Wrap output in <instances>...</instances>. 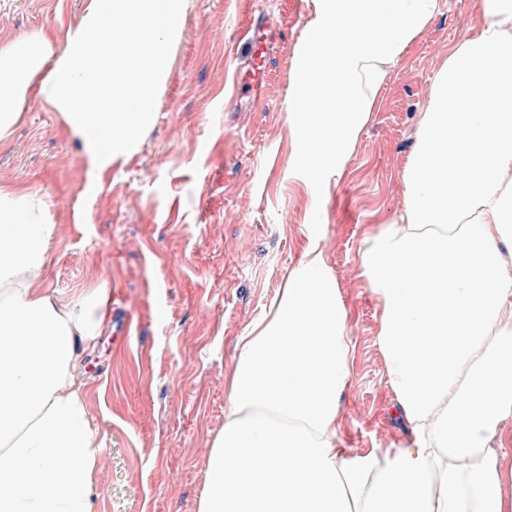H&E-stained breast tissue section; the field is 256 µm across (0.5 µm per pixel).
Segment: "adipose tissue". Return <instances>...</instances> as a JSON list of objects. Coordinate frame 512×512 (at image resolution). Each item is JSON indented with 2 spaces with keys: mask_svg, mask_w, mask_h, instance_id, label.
I'll use <instances>...</instances> for the list:
<instances>
[{
  "mask_svg": "<svg viewBox=\"0 0 512 512\" xmlns=\"http://www.w3.org/2000/svg\"><path fill=\"white\" fill-rule=\"evenodd\" d=\"M189 0H87L54 28L0 44V140L29 94L98 170L152 123ZM288 83L290 180L329 199L390 70L439 0H312ZM451 46L402 169L404 207L365 239L377 342L409 436L342 448L354 342L318 241L237 336L224 428L198 512H512V0H480ZM58 226L24 185L0 187V512H93L102 445L74 376L104 291L35 287Z\"/></svg>",
  "mask_w": 512,
  "mask_h": 512,
  "instance_id": "ef3b65f1",
  "label": "adipose tissue"
}]
</instances>
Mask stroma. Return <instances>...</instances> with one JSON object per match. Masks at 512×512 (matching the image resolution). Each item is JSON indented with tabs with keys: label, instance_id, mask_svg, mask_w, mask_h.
Here are the masks:
<instances>
[{
	"label": "stroma",
	"instance_id": "35a3bbf8",
	"mask_svg": "<svg viewBox=\"0 0 512 512\" xmlns=\"http://www.w3.org/2000/svg\"><path fill=\"white\" fill-rule=\"evenodd\" d=\"M85 0H0V43L44 26L65 34ZM309 0H191L154 121L136 152L91 170L57 113L37 98L0 141V186L47 201L58 235L40 287L64 300L118 294V319L77 368L102 442L94 512H197L210 442L224 426L235 338L281 288L317 228L344 292L355 343L340 429L362 453L401 444L377 344L379 303L362 275L372 227L403 209L401 172L449 48L480 22L479 0H440L423 38L390 72L345 177L323 204L288 178V81ZM268 25L265 97L235 95L249 46Z\"/></svg>",
	"mask_w": 512,
	"mask_h": 512
}]
</instances>
